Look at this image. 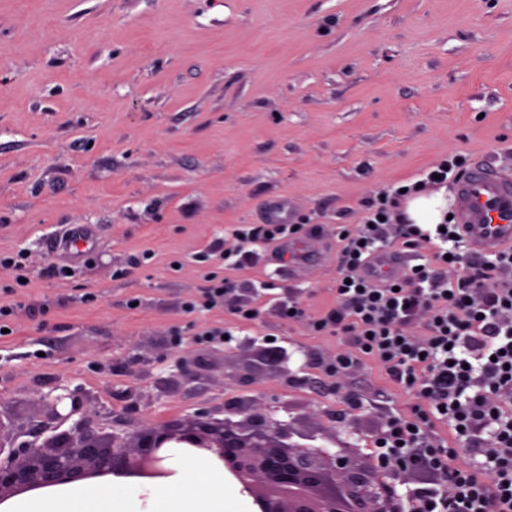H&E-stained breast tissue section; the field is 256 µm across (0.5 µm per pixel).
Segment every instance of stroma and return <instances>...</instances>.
<instances>
[{
    "label": "stroma",
    "mask_w": 512,
    "mask_h": 512,
    "mask_svg": "<svg viewBox=\"0 0 512 512\" xmlns=\"http://www.w3.org/2000/svg\"><path fill=\"white\" fill-rule=\"evenodd\" d=\"M457 154L512 175V0H0V253L29 258L28 287L0 270V302L24 303L0 336V420L22 443L70 430L43 399L58 385L105 436L246 399L369 448L419 402L371 362L330 374L346 344L311 323L336 300L339 231ZM276 199L296 238L239 270L202 261ZM70 224L96 232L73 260L53 245ZM311 239L322 261L293 270ZM210 272L233 296L184 313ZM217 321L232 341H200Z\"/></svg>",
    "instance_id": "obj_1"
}]
</instances>
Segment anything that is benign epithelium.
<instances>
[{
	"instance_id": "obj_1",
	"label": "benign epithelium",
	"mask_w": 512,
	"mask_h": 512,
	"mask_svg": "<svg viewBox=\"0 0 512 512\" xmlns=\"http://www.w3.org/2000/svg\"><path fill=\"white\" fill-rule=\"evenodd\" d=\"M54 417L85 413L77 392L45 395ZM238 421L197 417L180 423L149 422L135 440L98 436L82 423L43 444L15 445L0 421V503L26 492L110 475L162 483L181 454L202 455L224 468L261 512H388L387 478L410 469L398 457L383 463L353 448L330 452L289 441L287 424L270 422L255 403L240 406Z\"/></svg>"
}]
</instances>
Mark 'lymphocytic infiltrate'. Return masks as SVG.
<instances>
[{
    "instance_id": "obj_1",
    "label": "lymphocytic infiltrate",
    "mask_w": 512,
    "mask_h": 512,
    "mask_svg": "<svg viewBox=\"0 0 512 512\" xmlns=\"http://www.w3.org/2000/svg\"><path fill=\"white\" fill-rule=\"evenodd\" d=\"M460 167L458 160H445L405 192L369 203L364 223L341 231L336 305L311 325L316 335L349 343L333 371L372 360L420 402L415 418L388 415L373 442L374 457H406L414 471L432 475L428 481L392 479L387 493L393 512H512V287L495 283L501 268H512V250L492 262L475 256L464 263L442 248L421 268L381 283L365 272L378 253L383 218L394 216L405 195L447 183ZM299 230L288 223L244 224L234 231L236 246L215 254L242 266L254 256L251 244L290 240ZM452 264L459 267L453 279ZM424 307L430 318L419 341L405 328ZM436 421L473 450V467L453 466L448 449L431 435Z\"/></svg>"
}]
</instances>
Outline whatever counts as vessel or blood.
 <instances>
[{
    "mask_svg": "<svg viewBox=\"0 0 512 512\" xmlns=\"http://www.w3.org/2000/svg\"><path fill=\"white\" fill-rule=\"evenodd\" d=\"M456 193L459 229L473 253L496 254L512 248V178L479 164L459 180ZM91 242L87 231L65 229L54 237L56 246L78 253Z\"/></svg>",
    "mask_w": 512,
    "mask_h": 512,
    "instance_id": "obj_1",
    "label": "vessel or blood"
}]
</instances>
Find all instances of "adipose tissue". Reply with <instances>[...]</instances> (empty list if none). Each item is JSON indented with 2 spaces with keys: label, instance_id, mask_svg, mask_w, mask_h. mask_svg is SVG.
I'll list each match as a JSON object with an SVG mask.
<instances>
[{
  "label": "adipose tissue",
  "instance_id": "obj_1",
  "mask_svg": "<svg viewBox=\"0 0 512 512\" xmlns=\"http://www.w3.org/2000/svg\"><path fill=\"white\" fill-rule=\"evenodd\" d=\"M449 210L446 190L407 199L412 224H439ZM217 466L202 456H188L176 465V483L168 490L146 485L132 489L128 479L113 476L101 483L70 484L45 489L0 504V512H231L224 482L212 479Z\"/></svg>",
  "mask_w": 512,
  "mask_h": 512
}]
</instances>
